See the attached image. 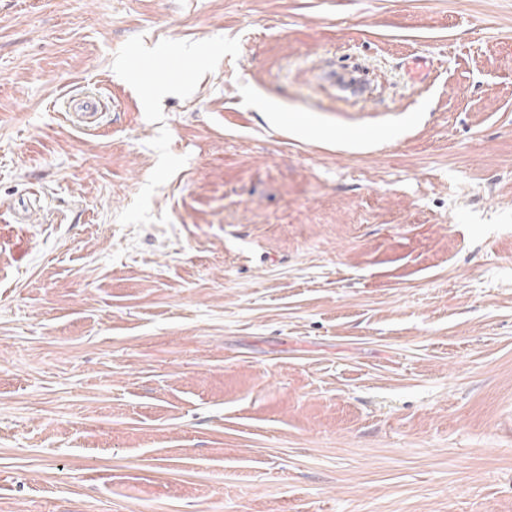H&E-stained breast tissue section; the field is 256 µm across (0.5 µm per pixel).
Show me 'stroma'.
<instances>
[{
	"instance_id": "stroma-1",
	"label": "stroma",
	"mask_w": 512,
	"mask_h": 512,
	"mask_svg": "<svg viewBox=\"0 0 512 512\" xmlns=\"http://www.w3.org/2000/svg\"><path fill=\"white\" fill-rule=\"evenodd\" d=\"M0 512H512V0H0ZM73 107L71 102H67V111L73 109L75 112V116L80 119L82 123L92 124L96 122V118L99 114L98 112V101L95 97L85 96L84 99L75 98L72 100Z\"/></svg>"
}]
</instances>
